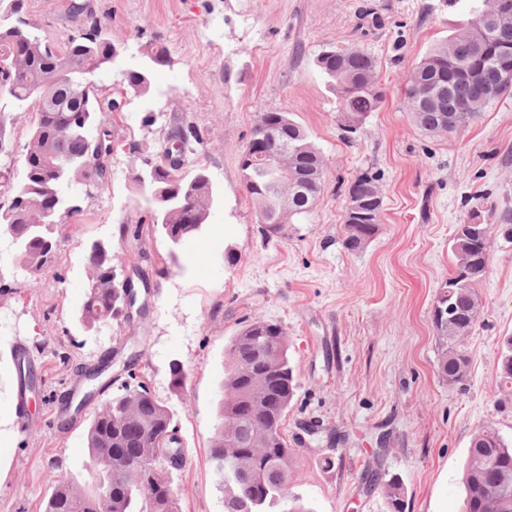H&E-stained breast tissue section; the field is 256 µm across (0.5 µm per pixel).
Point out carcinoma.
I'll return each mask as SVG.
<instances>
[{
	"mask_svg": "<svg viewBox=\"0 0 512 512\" xmlns=\"http://www.w3.org/2000/svg\"><path fill=\"white\" fill-rule=\"evenodd\" d=\"M25 0H0V157L11 155L12 141L7 123L32 100L31 89L39 83L47 101L36 112L29 141L22 157L18 180L6 178L0 191V231L12 233L18 258L26 275L33 277L47 266L58 246L56 227L73 208L64 207L62 189L72 184L86 188L103 185L97 169H70L56 181V196H43V185L53 177L49 161L76 157L86 152L93 129L102 134L107 153H112V133L108 129L114 100L103 103L96 94L95 82L77 77L80 96L70 90L55 91L58 70L87 68L91 73L113 61L110 24L93 14L86 15L78 3L70 13L82 18L89 33L72 36L59 49L34 32L24 18ZM486 11H475L461 23L448 41L432 48L408 75L405 99L415 122L433 136L461 132L486 107L512 94V63L495 53L498 42L512 43V19L493 28L488 40L480 23ZM317 68L336 92L344 114L343 131L353 139L359 131L355 118L378 110L383 93L375 81V62L356 47H329L316 58ZM466 67L478 72L479 83L472 86L448 78V73ZM127 90L144 94L150 88V74L144 70L123 73ZM429 87V98L418 102V87ZM279 127L288 138V150L302 157L297 170L322 162L319 150L308 131L288 112L259 110L254 124ZM67 127L70 135L56 136L57 128ZM170 141L180 143L181 164L187 165L201 142L196 130L180 129ZM167 149L157 157L154 186L166 197L161 215V230L166 239L185 242L206 224L214 191L199 179L182 177L165 164ZM241 181L262 219V232L272 238L295 216L310 212L323 188L318 176L307 195L295 203L294 211L280 216L275 203V182L281 172L271 162L257 158L240 165ZM375 179L363 174L347 190L358 203L357 214L346 217L345 247L362 250L374 237L383 207L375 194ZM499 236L512 243V208L497 215ZM490 246L482 238L462 232L454 235L452 273L465 271L466 281L440 293L438 301L451 302L457 310L454 321L436 325L442 352L439 372L450 385L467 378L469 358L461 341L476 325L483 305L477 292L487 274L484 255ZM88 286L79 311L87 328L108 326L126 320L122 306L123 279L112 262V247L94 243L86 254ZM228 366L224 372V399L220 400L219 423L210 462L229 457L230 470H213L224 501L245 512H311L302 499L291 492V463L297 449L288 447L282 426L297 384L288 359V333L279 324L255 319L244 325L230 342ZM20 386L33 391L39 386L32 364L19 367ZM497 378L512 385V336L500 343ZM128 374L112 396L102 402L90 420L86 440L89 450V480L78 488L49 475L52 491L45 512H174L171 474L182 469L184 442L175 415L142 382L132 383ZM112 456V470L98 468L95 461ZM150 460L155 468L141 469ZM464 512H512V444H507L492 425L479 429L472 437L463 468ZM390 512H405V492L396 479L386 482Z\"/></svg>",
	"mask_w": 512,
	"mask_h": 512,
	"instance_id": "1",
	"label": "carcinoma"
}]
</instances>
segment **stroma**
Segmentation results:
<instances>
[{"instance_id": "stroma-1", "label": "stroma", "mask_w": 512, "mask_h": 512, "mask_svg": "<svg viewBox=\"0 0 512 512\" xmlns=\"http://www.w3.org/2000/svg\"><path fill=\"white\" fill-rule=\"evenodd\" d=\"M43 38L62 45L75 34L70 0H25ZM109 19L124 52L95 76L112 113V179L74 185L77 210L60 230L54 260L37 279L23 272L10 238L0 236V352L24 340L42 379L22 430L0 390V512H44L48 472L80 476L91 409L66 416L82 372L111 359L130 366L177 415L185 464L173 476L177 512H224L209 450L218 421L227 347L260 318L288 332L298 388L283 431L295 448L292 491L312 512H388L372 471L396 477L406 512H461L460 479L472 435L493 425L512 441V393L496 378L499 341L512 336V244L490 241L479 293L483 311L464 339V385L444 382L433 304L448 284L455 225L482 209V223L512 208V95L492 103L459 134L421 131L404 103L406 78L447 40L481 0H89ZM164 47L143 96L122 92L121 69L141 65L140 45ZM356 47L375 61L384 93L355 140L342 130L335 93L315 65L326 47ZM290 113L324 161V187L312 210L261 233L244 192L240 152L257 109ZM196 129L191 159L219 191L191 249H172L151 224L130 172L155 156L171 128ZM376 175L383 198L378 230L361 251L344 245V184ZM112 247L114 263L149 287L144 316L90 329L78 312L87 291L86 253ZM208 256L190 263V252ZM45 349H37L42 337ZM185 379L175 386L172 368ZM320 425L334 442L305 445L300 427ZM333 467H325L324 458Z\"/></svg>"}]
</instances>
